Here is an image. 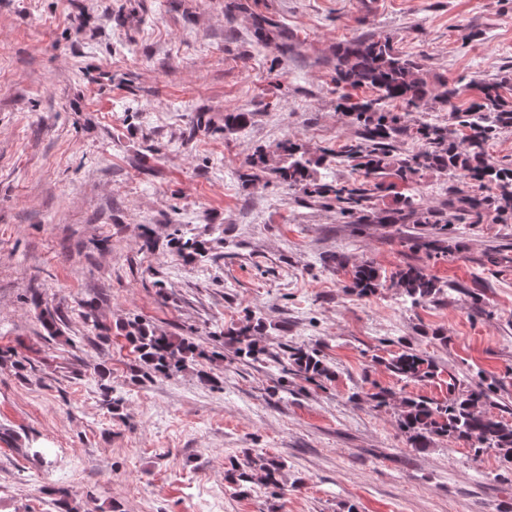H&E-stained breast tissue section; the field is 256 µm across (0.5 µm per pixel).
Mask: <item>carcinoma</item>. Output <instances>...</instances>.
Instances as JSON below:
<instances>
[{"mask_svg":"<svg viewBox=\"0 0 512 512\" xmlns=\"http://www.w3.org/2000/svg\"><path fill=\"white\" fill-rule=\"evenodd\" d=\"M258 49L270 45L283 55L291 50L288 35L273 32L272 23L263 16L254 19ZM332 67L339 89H371L377 97L359 102L340 96L341 112L361 128V141L336 156V162L364 171L368 178L391 176L412 184L427 170L447 171L476 182L495 185L497 195L489 201L468 194L456 197L458 207L448 216L434 212L417 214L410 199H404L405 208L392 212L393 222H404L413 217L418 224L430 226L423 246L439 251L445 249L442 236L448 226L457 220V213L467 212L481 219L483 212L494 207L496 220L501 224L512 222V166L496 167L486 162L485 144L498 129L512 125V107L508 106L504 90L506 82L481 80L473 84L478 102L465 112L458 125L468 129L458 136L453 124L444 126L407 120V114L393 112L388 104L400 101L418 110L429 101L448 103L460 90L448 85L440 76H430L418 56L407 55L394 47L388 37L356 38L339 47L333 54ZM405 135L422 142L412 153H394L393 142ZM326 159L313 157L299 144L284 141L278 146V161L261 152L247 158L243 167L248 176H272L290 189L307 196L344 204L342 213L363 221L365 195L358 188L322 181L316 177L315 167ZM179 251L187 257L206 252L202 241L194 238L178 239ZM383 276L371 261L354 266L348 273L345 287L359 295L375 292L382 286ZM390 280L399 288L405 300L414 305L430 301L443 292L440 281L423 269L411 265L396 268ZM264 330L260 322L220 332L224 345L238 357L263 363L272 354L257 339ZM125 336L135 346L141 367L166 377L187 371L195 358L204 354L199 346L180 336H168L133 320L122 326ZM282 373L305 379L332 375L320 354L307 347L291 346L280 362ZM392 373L402 382H422L437 376L436 367L422 354L403 350L388 361ZM399 423L410 447L424 451L439 438L452 439L476 453L494 448L504 461L512 463V422L493 414L497 406L490 389L478 385L467 389L449 377L448 398L437 401L424 396H404L400 401ZM283 463L274 456L258 455L242 463H234L225 477L236 484L249 483L254 478L273 488L283 486Z\"/></svg>","mask_w":512,"mask_h":512,"instance_id":"cac0c4a2","label":"carcinoma"}]
</instances>
